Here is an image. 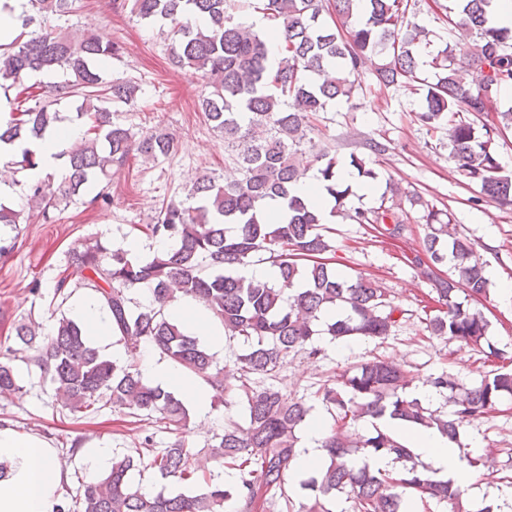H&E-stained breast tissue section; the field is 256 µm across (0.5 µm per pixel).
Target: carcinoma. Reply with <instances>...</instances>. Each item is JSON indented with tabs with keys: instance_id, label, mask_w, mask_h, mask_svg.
I'll list each match as a JSON object with an SVG mask.
<instances>
[{
	"instance_id": "cac0c4a2",
	"label": "carcinoma",
	"mask_w": 512,
	"mask_h": 512,
	"mask_svg": "<svg viewBox=\"0 0 512 512\" xmlns=\"http://www.w3.org/2000/svg\"><path fill=\"white\" fill-rule=\"evenodd\" d=\"M20 33L0 56V87L18 89L16 107L2 124L0 140L42 137L60 114L54 104L82 98L70 121L86 125L84 137L72 142L64 157L59 184L51 177L27 186L24 200L13 208L0 205V224L17 227L48 223L51 213L82 196L89 203L106 199L90 195L94 183L131 159L155 165L177 148L173 135L152 131L135 135L113 119L111 106L133 105L141 88L125 78H108L102 64L120 55L115 43L78 31L58 32L43 16H67L73 0H28ZM238 0H127L130 13L148 24L169 26L171 60L185 73L201 77L204 89L198 109L224 138V162L240 178L224 182L214 174L196 179L184 198L162 204L146 235L166 244L152 258L139 260L122 246L87 240L72 248L68 262L88 273L87 286L107 310L113 336L130 349L150 344L161 356L208 385L215 395L240 382L246 425H224L212 446L213 458L237 473L233 484H219L199 473L191 449L181 441L151 454L149 468L163 481L199 486L193 494L146 492L135 484L140 471L139 448L112 458L101 477L83 483L67 504V512H266L280 501L294 507L287 487L296 459L297 432L311 406L290 398L273 384L255 388L254 376L272 378L290 355L320 353L314 337L332 340L384 339L402 309L386 298L373 280L351 278L323 261L335 251L325 234L328 217L340 213L354 224H377L390 236L403 220L392 206L346 207L349 187L339 175L336 158L312 144V119L338 100H350L359 86L365 62L374 66L385 87L412 88L420 80L418 50L424 30L408 29L409 0H259L263 14L280 21L273 32L281 55L269 68L265 35L234 16ZM492 0H448V23L472 37L468 46L447 45L435 62L439 72L426 84L417 119L430 129L445 128L450 154L458 170L480 186L474 205H512V176L498 161L494 135L512 128V107L501 111L496 96L512 85V28L491 21ZM476 72L477 84L465 89L456 79V62ZM33 72L62 74L37 86L24 83ZM491 118L477 135L475 120ZM38 166L35 153L24 149L7 166L8 178ZM334 200L330 211L293 194L309 172ZM278 201L286 211L282 224L264 217V206ZM441 210L423 216L432 225L424 248L410 259L416 269L451 265L453 274L432 277L437 314L427 319L432 336L480 347L488 321L470 307L487 299L490 288L483 264L470 241L450 229ZM279 268L273 282L248 279L241 268L254 258ZM143 289L145 303L136 307L130 290ZM181 297L203 304L213 320L247 343L231 368H219L214 354L182 326L166 308ZM0 353V397L21 390L13 365L17 354L32 360L54 385L63 407L89 417L110 407L160 430L179 431L189 418L185 402L149 382L135 363L107 359L88 340L82 323L63 316L49 331L33 318L22 319ZM437 391L450 392L451 409L442 414L410 397L411 379L401 367L375 358L351 367L316 392L333 424L323 441L328 460L317 475L301 483L312 491L296 512H333L339 494L350 495L354 512H410L413 499L430 498L456 508L462 491L450 480H434L409 449L374 428L362 435L350 424L386 414L408 426L437 427L457 442L460 429L488 415L512 398V370H491L479 383L466 386L441 374L429 380ZM394 456L405 477L375 472L358 455Z\"/></svg>"
}]
</instances>
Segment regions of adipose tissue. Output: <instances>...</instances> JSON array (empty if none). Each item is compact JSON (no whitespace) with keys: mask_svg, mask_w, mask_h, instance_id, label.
Segmentation results:
<instances>
[{"mask_svg":"<svg viewBox=\"0 0 512 512\" xmlns=\"http://www.w3.org/2000/svg\"><path fill=\"white\" fill-rule=\"evenodd\" d=\"M83 129L76 123H62L50 129L40 139L17 138L0 141V166L13 159L22 149H30L39 157L36 168L20 176L21 183L31 184L46 175L61 173L60 152L67 143L81 137ZM139 367L161 386L177 389L199 411L210 404L208 387L197 379L157 363L149 355H141ZM325 427L321 419H310L297 450L293 473L298 477L314 474L325 462L321 443ZM414 456L425 459L435 471L436 478L452 480L465 488L474 475L462 457V451L449 442L438 429H428L409 441ZM8 461L10 470L0 478V512H58L61 506V483L64 475L55 461V452L45 441L23 436L8 426L0 427V461Z\"/></svg>","mask_w":512,"mask_h":512,"instance_id":"ef3b65f1","label":"adipose tissue"}]
</instances>
